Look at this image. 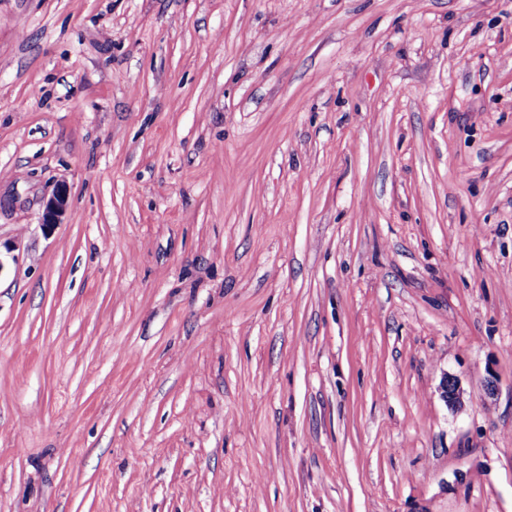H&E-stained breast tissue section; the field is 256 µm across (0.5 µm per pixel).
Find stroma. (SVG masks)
Masks as SVG:
<instances>
[{
    "instance_id": "35a3bbf8",
    "label": "stroma",
    "mask_w": 512,
    "mask_h": 512,
    "mask_svg": "<svg viewBox=\"0 0 512 512\" xmlns=\"http://www.w3.org/2000/svg\"><path fill=\"white\" fill-rule=\"evenodd\" d=\"M0 512H512V0H0ZM67 194V188L64 185H60L46 199L41 215V225L43 227L50 228L61 224L60 220L67 204Z\"/></svg>"
}]
</instances>
